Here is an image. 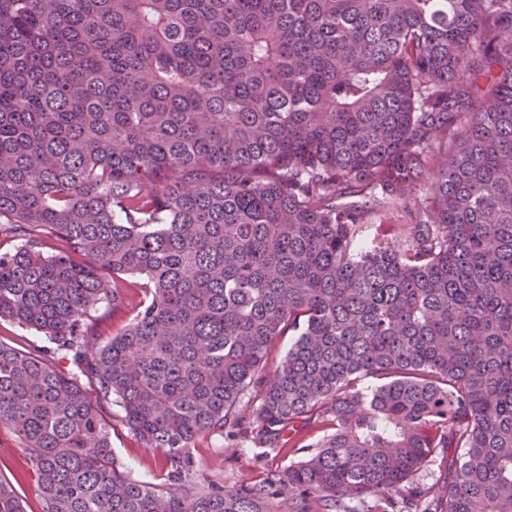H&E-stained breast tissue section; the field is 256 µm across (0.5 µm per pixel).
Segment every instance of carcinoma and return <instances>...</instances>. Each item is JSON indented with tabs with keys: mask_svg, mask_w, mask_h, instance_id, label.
<instances>
[{
	"mask_svg": "<svg viewBox=\"0 0 512 512\" xmlns=\"http://www.w3.org/2000/svg\"><path fill=\"white\" fill-rule=\"evenodd\" d=\"M0 235L43 512H512V0H0ZM297 423L287 467L199 480L197 440ZM0 340L31 353L40 354L46 349V343L42 336L8 320H0ZM93 402L99 403L92 386L86 384ZM101 413L113 423L112 451L124 470L136 480L161 484L167 472L164 452L155 448H144L118 420L120 408L114 404L101 402Z\"/></svg>",
	"mask_w": 512,
	"mask_h": 512,
	"instance_id": "1",
	"label": "carcinoma"
}]
</instances>
